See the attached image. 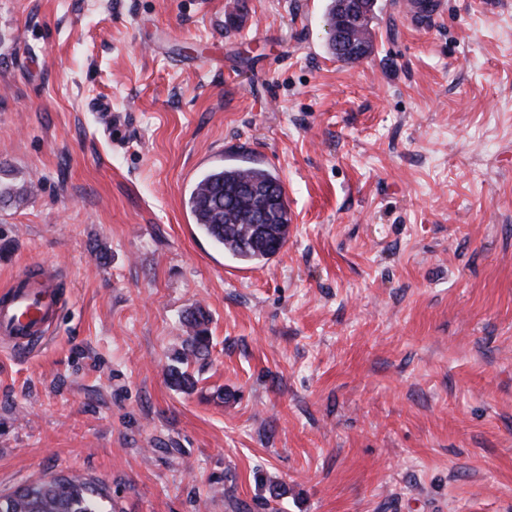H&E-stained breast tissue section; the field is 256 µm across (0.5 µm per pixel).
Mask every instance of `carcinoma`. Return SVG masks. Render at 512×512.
<instances>
[{
    "mask_svg": "<svg viewBox=\"0 0 512 512\" xmlns=\"http://www.w3.org/2000/svg\"><path fill=\"white\" fill-rule=\"evenodd\" d=\"M270 190L277 199L272 223L262 232L250 227L254 204L246 189ZM187 205L199 229L224 254L244 265H257L277 254L288 241L291 214L285 190L270 169L260 165H229L207 171L194 185ZM186 347L179 365L168 370L170 383L180 389L195 385L182 368L207 352L210 336L203 312L186 318ZM104 489L75 475L60 474L48 481L31 482L0 495V512H112Z\"/></svg>",
    "mask_w": 512,
    "mask_h": 512,
    "instance_id": "cac0c4a2",
    "label": "carcinoma"
}]
</instances>
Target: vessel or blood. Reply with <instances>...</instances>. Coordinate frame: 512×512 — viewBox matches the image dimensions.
<instances>
[{
  "instance_id": "vessel-or-blood-1",
  "label": "vessel or blood",
  "mask_w": 512,
  "mask_h": 512,
  "mask_svg": "<svg viewBox=\"0 0 512 512\" xmlns=\"http://www.w3.org/2000/svg\"><path fill=\"white\" fill-rule=\"evenodd\" d=\"M58 279V272L45 266L26 268L11 279L0 297V341L22 350L46 335L62 308Z\"/></svg>"
}]
</instances>
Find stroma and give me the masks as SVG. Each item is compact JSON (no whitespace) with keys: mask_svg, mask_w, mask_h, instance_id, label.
Returning a JSON list of instances; mask_svg holds the SVG:
<instances>
[{"mask_svg":"<svg viewBox=\"0 0 512 512\" xmlns=\"http://www.w3.org/2000/svg\"><path fill=\"white\" fill-rule=\"evenodd\" d=\"M399 2L350 63L327 0H0V287L45 263L63 298L0 346V493L71 472L114 512H512V0ZM230 161L292 213L255 266L186 205ZM205 325L206 317L200 310L191 313L186 318L188 337L183 353L177 357L180 364L187 365L190 358H198V356L208 352L210 336Z\"/></svg>","mask_w":512,"mask_h":512,"instance_id":"obj_1","label":"stroma"}]
</instances>
